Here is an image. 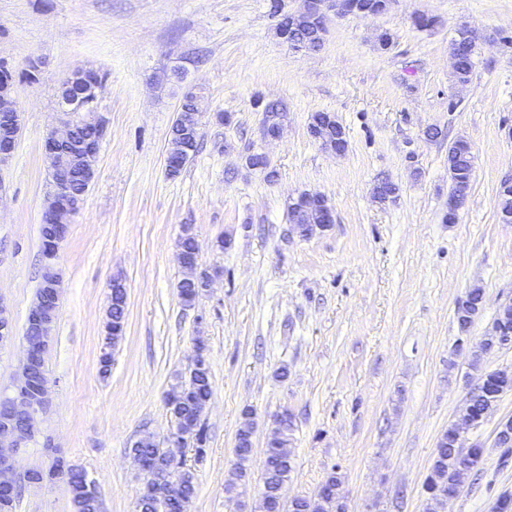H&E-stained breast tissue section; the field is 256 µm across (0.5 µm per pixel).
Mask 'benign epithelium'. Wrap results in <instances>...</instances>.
<instances>
[{
  "label": "benign epithelium",
  "mask_w": 512,
  "mask_h": 512,
  "mask_svg": "<svg viewBox=\"0 0 512 512\" xmlns=\"http://www.w3.org/2000/svg\"><path fill=\"white\" fill-rule=\"evenodd\" d=\"M397 0H384L378 9L366 6L362 0H305L304 7L314 6L321 34L327 33L329 22L334 18L348 16H380L389 13ZM100 85L83 76L78 70L64 78L58 86V97L61 105L59 127L47 135L43 151L48 168L54 174V180L46 187V206L44 222L57 229L56 239L64 240V230L68 229L70 217L79 209L70 193V185L66 172L71 164L70 146L78 127L88 124L95 127L100 136H105L109 120L107 116L96 111L98 90ZM0 119L8 122V131L0 138V168L8 165L21 132V112L11 101L9 86L0 88ZM283 117L265 116L262 119L261 135L264 139H275L280 135ZM324 148L342 154L347 149L346 135L342 123L331 113L325 126H320L312 135ZM100 142L86 144L80 154V168L84 179L91 183L95 179V161ZM504 191L498 198L496 216L502 224H512V182H503ZM316 208L319 222L312 227V232L323 231L335 222L333 209L320 195H306ZM58 251L46 254L44 266L47 270L49 288L48 298H35L28 316L27 324L34 327L39 336L47 337L52 333L54 322L53 311L57 307L62 288L61 277L55 272ZM14 336L12 317L7 309L0 304V343L10 341ZM40 361V354L32 344H27L26 358L22 366L12 397L5 401V409H0V493H9L16 489L17 477L14 451L26 438L34 434L37 415L42 410L48 396V380L45 373L34 378L33 367ZM187 434L179 427L171 428L167 436L168 448L165 458L174 464L183 460L186 449ZM137 463L142 485L155 484L156 492L152 501L155 506L164 505L168 499L180 498L184 495V487L172 477L165 479L157 475L155 465L137 452L130 453Z\"/></svg>",
  "instance_id": "obj_1"
}]
</instances>
